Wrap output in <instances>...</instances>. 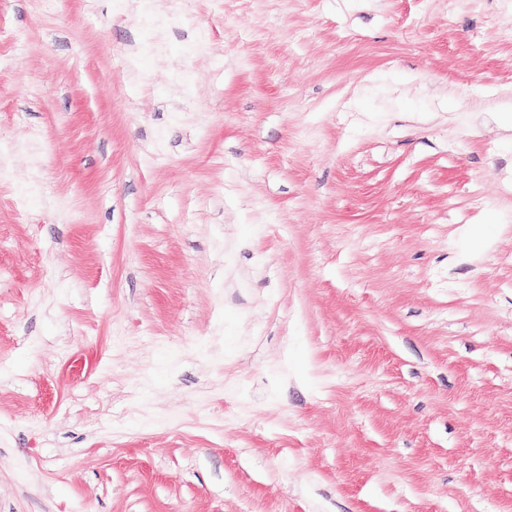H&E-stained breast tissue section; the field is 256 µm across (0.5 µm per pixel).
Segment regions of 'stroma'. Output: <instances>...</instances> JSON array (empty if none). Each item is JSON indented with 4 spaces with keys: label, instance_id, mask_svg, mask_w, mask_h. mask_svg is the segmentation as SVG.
Returning <instances> with one entry per match:
<instances>
[{
    "label": "stroma",
    "instance_id": "stroma-1",
    "mask_svg": "<svg viewBox=\"0 0 512 512\" xmlns=\"http://www.w3.org/2000/svg\"><path fill=\"white\" fill-rule=\"evenodd\" d=\"M0 29V512H512V0Z\"/></svg>",
    "mask_w": 512,
    "mask_h": 512
}]
</instances>
